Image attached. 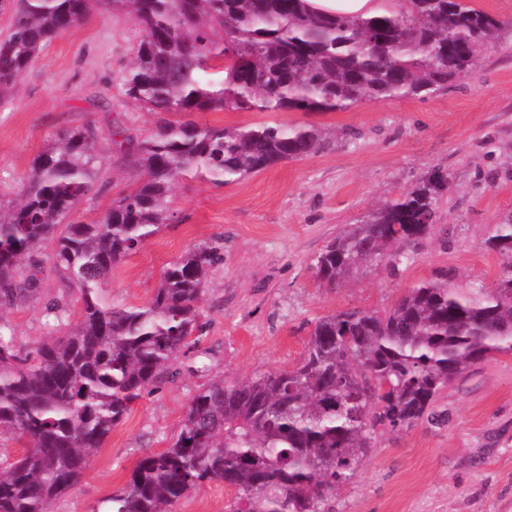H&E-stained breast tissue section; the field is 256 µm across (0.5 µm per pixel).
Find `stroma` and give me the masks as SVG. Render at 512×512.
Masks as SVG:
<instances>
[{"label": "stroma", "mask_w": 512, "mask_h": 512, "mask_svg": "<svg viewBox=\"0 0 512 512\" xmlns=\"http://www.w3.org/2000/svg\"><path fill=\"white\" fill-rule=\"evenodd\" d=\"M501 23L475 66L426 99L366 101L337 112L213 111L211 125L313 124L349 136L324 151L220 186L181 178L171 223L113 269L101 288L115 304L150 301L164 267L188 249L221 241L199 304L200 330L150 394L136 401L53 512H100L137 461L166 448L195 390L213 375L243 380L294 366L312 322L349 308L385 310L413 284L453 273L458 288L497 287L506 260L488 246L512 217V0H472ZM140 32L120 13L90 14L51 40L0 102V201L18 199L32 159L61 130L92 127L101 172L66 216L91 223L133 182L112 137L141 140L158 117L127 99L122 78ZM446 178L436 222L410 263L319 287L314 259L340 230L426 182ZM53 244L28 300L0 306L22 351L55 330L49 305L75 321L74 293L53 269ZM435 421L379 430L357 475L337 489L332 512H512V353L487 357L443 390ZM234 493L208 482L174 512H226Z\"/></svg>", "instance_id": "1"}]
</instances>
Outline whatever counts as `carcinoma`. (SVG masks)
Listing matches in <instances>:
<instances>
[{
	"mask_svg": "<svg viewBox=\"0 0 512 512\" xmlns=\"http://www.w3.org/2000/svg\"><path fill=\"white\" fill-rule=\"evenodd\" d=\"M6 9L0 100L51 39L92 11L122 13L141 33L124 95L165 115L151 137L122 139L137 180L98 220L63 223L100 174L89 129L57 134L34 157L21 200L0 204V305L34 292L37 251L48 241L79 303L63 335L26 353L0 326V432L24 442L0 463V512H51L198 329L217 244L168 264L144 306L100 294L112 268L170 223L175 182L191 174L228 184L336 138L310 124L210 126L190 116L432 96L475 64L501 24L466 0H404L368 18L310 13L303 0H0ZM439 190L430 180L345 227L316 256L318 280L334 288L368 267L407 261L430 234ZM489 245L512 258V218L492 225ZM508 351L512 270L493 290L455 288L445 272L388 310L321 317L295 368L200 386L178 435L137 462L103 512H172L207 482L234 490L229 512H329L379 427H413L451 381Z\"/></svg>",
	"mask_w": 512,
	"mask_h": 512,
	"instance_id": "cac0c4a2",
	"label": "carcinoma"
}]
</instances>
